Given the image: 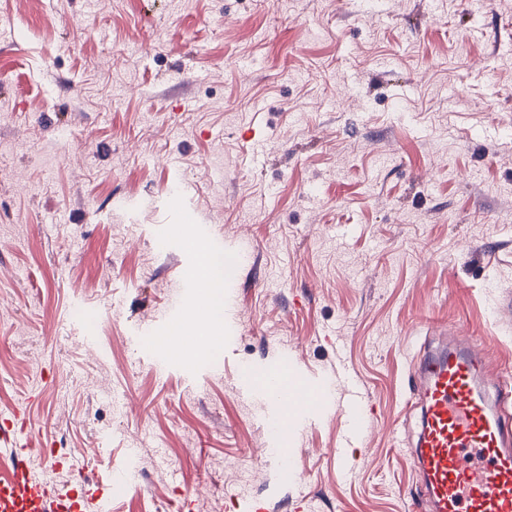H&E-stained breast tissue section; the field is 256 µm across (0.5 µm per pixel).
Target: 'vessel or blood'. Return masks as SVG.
<instances>
[{
  "instance_id": "obj_1",
  "label": "vessel or blood",
  "mask_w": 512,
  "mask_h": 512,
  "mask_svg": "<svg viewBox=\"0 0 512 512\" xmlns=\"http://www.w3.org/2000/svg\"><path fill=\"white\" fill-rule=\"evenodd\" d=\"M409 384L419 430L407 453L421 484L419 512H512V416L506 394L478 337L458 341L416 358ZM261 387L264 422L287 431L323 412L340 408L346 416L340 469H347L346 448L362 433L368 403L357 386H349L335 403L330 381L321 390L285 375L264 374L254 380L244 372L241 389ZM43 437L25 411L0 419V512H112V488L84 479L82 487L52 484L35 474V449Z\"/></svg>"
}]
</instances>
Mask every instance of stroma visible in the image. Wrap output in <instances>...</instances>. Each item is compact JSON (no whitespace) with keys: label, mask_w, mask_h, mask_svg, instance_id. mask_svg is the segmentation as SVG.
<instances>
[{"label":"stroma","mask_w":512,"mask_h":512,"mask_svg":"<svg viewBox=\"0 0 512 512\" xmlns=\"http://www.w3.org/2000/svg\"><path fill=\"white\" fill-rule=\"evenodd\" d=\"M0 73V417L65 450L40 478L135 468L114 512H413L432 327L512 377V0H0ZM216 239L202 347L184 282ZM246 366L338 398L349 369L376 408L350 473L336 409L284 479ZM202 264L201 276L210 288V306L208 319L216 320L224 311V283L221 277V269L224 267V259L212 256L205 248L201 249Z\"/></svg>","instance_id":"obj_1"}]
</instances>
